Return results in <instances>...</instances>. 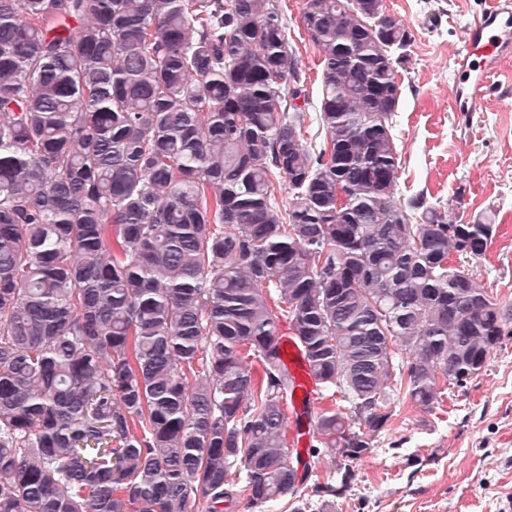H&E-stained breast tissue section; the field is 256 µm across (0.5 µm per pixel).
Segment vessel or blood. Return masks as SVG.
Here are the masks:
<instances>
[{"label":"vessel or blood","mask_w":512,"mask_h":512,"mask_svg":"<svg viewBox=\"0 0 512 512\" xmlns=\"http://www.w3.org/2000/svg\"><path fill=\"white\" fill-rule=\"evenodd\" d=\"M512 53V0H493L491 7L474 14L454 53L452 93L463 111H479L487 93V81L500 62ZM281 360L299 383L295 399L309 403L318 392L307 374L304 357L290 337L280 339Z\"/></svg>","instance_id":"vessel-or-blood-1"}]
</instances>
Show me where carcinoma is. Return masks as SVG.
Masks as SVG:
<instances>
[{"label":"carcinoma","mask_w":512,"mask_h":512,"mask_svg":"<svg viewBox=\"0 0 512 512\" xmlns=\"http://www.w3.org/2000/svg\"><path fill=\"white\" fill-rule=\"evenodd\" d=\"M302 23L315 145L277 0H0V512H223L239 487L309 512L282 321L327 400L312 456L344 461L316 496L501 342L452 262L496 225L396 193L406 26L383 0Z\"/></svg>","instance_id":"obj_1"}]
</instances>
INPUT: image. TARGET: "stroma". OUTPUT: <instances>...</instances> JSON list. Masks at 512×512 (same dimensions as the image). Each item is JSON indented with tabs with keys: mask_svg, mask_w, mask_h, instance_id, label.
Segmentation results:
<instances>
[{
	"mask_svg": "<svg viewBox=\"0 0 512 512\" xmlns=\"http://www.w3.org/2000/svg\"><path fill=\"white\" fill-rule=\"evenodd\" d=\"M487 3L384 0L387 13L411 33L394 119L402 148L396 192L424 195L464 221L492 215L499 230L468 268L512 310V59L494 77L484 111H457L451 93L462 29ZM304 4L279 0L278 7L306 74V129L313 138L322 133L315 103L320 68L301 22ZM352 469L343 494L312 498L311 512H512V335L441 410L396 403L371 452Z\"/></svg>",
	"mask_w": 512,
	"mask_h": 512,
	"instance_id": "obj_1",
	"label": "stroma"
}]
</instances>
